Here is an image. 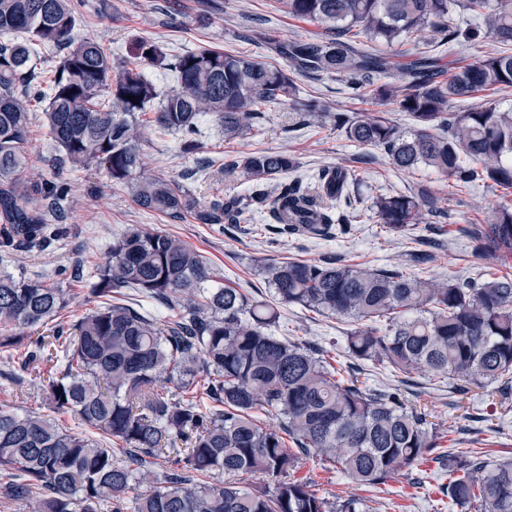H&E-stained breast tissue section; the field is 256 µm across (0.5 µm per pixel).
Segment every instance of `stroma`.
Listing matches in <instances>:
<instances>
[{
  "mask_svg": "<svg viewBox=\"0 0 512 512\" xmlns=\"http://www.w3.org/2000/svg\"><path fill=\"white\" fill-rule=\"evenodd\" d=\"M176 12L163 10L164 0H85L75 35L97 39L107 54L135 60V42L147 38L166 53L168 59L200 48H214L245 54L273 65H284L263 41L265 31H273L281 41L306 39L319 33L320 25L289 16L277 0H175ZM209 16L207 24H197L198 14ZM296 83L302 98L315 99L330 111L352 113L362 105L354 100L344 81L326 75L300 76ZM203 149L208 167L196 166L197 157L182 154L179 139L151 129L149 148L151 167L166 179H180L186 170L194 175L188 185L203 200L228 193L244 192V185L224 173V164L232 157L258 150L291 151L297 159L300 175L325 166L348 169L360 184L361 198L356 208L369 212L373 197L381 194L413 193L420 184L430 185L440 217L431 226H418L416 232H381L371 220L355 224L350 235L310 238L279 233L277 226H259L257 232L243 234L228 224H198L194 220L172 222L141 210L128 189L110 182L102 168L90 165L67 171L73 191L66 207L70 213L67 231L47 247L20 249L9 264L10 270L30 275L53 277L63 268L83 266L85 278L69 289L66 320H75L96 305L91 294L92 275L106 261L113 239L135 224L172 234L200 252L224 276V285L240 288L252 295L269 296L270 290L256 272L260 260L301 259L319 261L337 258L344 263L372 268L387 267L406 271L424 269L439 278L483 279L491 273L512 274V258H501L478 249L465 235V227L484 223L501 202V189L493 183H477L467 188L454 185L448 177L424 170H394L377 147L359 146L344 132L326 125L297 123L287 106L275 104L263 114L258 127L234 141L224 139L217 121L209 116L199 120ZM29 153L34 169L43 178H52L59 152L49 134L41 107L31 111ZM426 251L431 259L424 266L413 261L414 253ZM354 322L341 317H324L298 306L282 308L274 333L291 340L309 343L337 362L346 360V337ZM12 363L0 357V408L20 412L36 410L44 403L41 391L29 382L11 380ZM356 375L367 386L401 388L408 406L425 412L430 421L444 431L442 449L486 452L490 459L512 457V394L502 393L496 385L470 387L455 391L444 378L413 374L401 382L390 368L371 363L360 364ZM294 477L314 479L319 494L344 493L368 496L367 488L349 482L343 474L327 471L315 455H299ZM421 487H414L417 477ZM447 472L430 461L420 469L401 468L379 492L380 512H449L442 503L439 486L447 482Z\"/></svg>",
  "mask_w": 512,
  "mask_h": 512,
  "instance_id": "stroma-1",
  "label": "stroma"
}]
</instances>
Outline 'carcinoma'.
I'll list each match as a JSON object with an SVG mask.
<instances>
[{
	"instance_id": "1",
	"label": "carcinoma",
	"mask_w": 512,
	"mask_h": 512,
	"mask_svg": "<svg viewBox=\"0 0 512 512\" xmlns=\"http://www.w3.org/2000/svg\"><path fill=\"white\" fill-rule=\"evenodd\" d=\"M280 2L289 15L324 26L306 40L265 36L287 66L202 48L175 60L177 84L165 91L96 40L76 39L73 0H0V263L17 247L47 246L68 220L67 178L26 177L36 98L63 163L99 165L130 188L138 207L173 222L249 224L260 216L284 233L345 236L356 218L355 181L342 167L302 177L288 150H263L224 163L246 194L202 201L148 169L139 114L151 105L153 125L178 136L188 154L201 150L199 116L214 117L232 140L256 128L260 105L287 104L301 123L329 122L349 140L383 150L397 171L430 169L460 187L490 181L512 192V108L488 101L453 110L478 92L512 88V0H455L456 12L448 0ZM461 14L483 20L498 49L448 71L437 55L418 52L403 63L406 53L392 52L425 31L437 47L479 39L477 28L456 20ZM41 48L59 51L46 89L36 82ZM137 50L148 64L168 66L157 44L143 38ZM308 74L342 79L367 108L351 118L301 99L295 77ZM388 104L414 120L411 133L368 109ZM435 211L424 185L378 195L371 205L375 223L395 232L429 223ZM468 235L511 256L512 204H499ZM258 271L270 301L217 285L216 270L183 240L128 228L95 269L96 307L64 324L68 291L60 282L1 269L0 351L25 348L12 363L33 375L52 413L0 408V497L29 512H376L373 499L330 501L311 481L290 476L296 455L286 440L351 482L379 487L423 462L439 434L401 390L360 385L320 350L275 336L279 305L358 323L346 338L352 360L463 388L512 387L511 274L462 281L336 260L268 262ZM121 288L175 317L162 323L112 301ZM35 327L49 334H28ZM41 359L52 363L46 377L31 368ZM59 411L74 426L59 423ZM257 411L278 426L259 424ZM440 459L450 505L512 512V459L471 450ZM217 472L228 479L210 481ZM255 474L272 488L238 485Z\"/></svg>"
}]
</instances>
